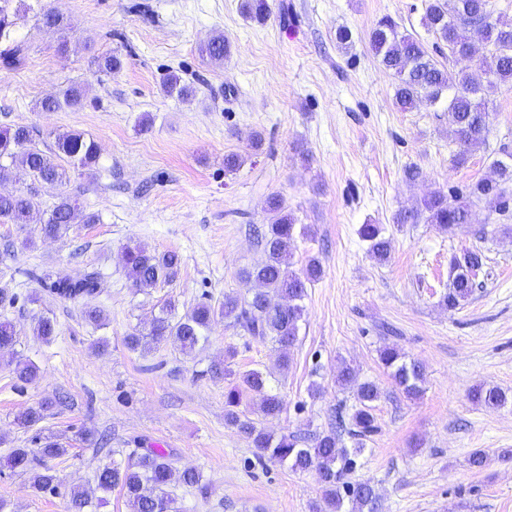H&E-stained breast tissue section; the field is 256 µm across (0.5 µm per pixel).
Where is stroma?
<instances>
[{
  "label": "stroma",
  "instance_id": "1",
  "mask_svg": "<svg viewBox=\"0 0 512 512\" xmlns=\"http://www.w3.org/2000/svg\"><path fill=\"white\" fill-rule=\"evenodd\" d=\"M43 2L70 21V50L56 53L53 30L19 29L27 60L18 69L0 66V130L28 125L43 149L53 147L55 133L78 131L97 143L99 158L92 173L72 170L54 187L11 165L0 194L32 191L48 209L71 193L99 221L74 224L58 239L40 238L34 224H0V288L17 296L0 305V320L15 325L17 351L41 370L24 384L0 362V455L33 447L38 433L55 434L67 453L48 467L65 485L91 490L102 462L124 465L132 449L158 448L177 468L202 474L206 491L171 488L185 512H312L321 497L317 472L258 460L245 435L224 421L225 382L210 368L232 346L233 369L263 372L283 397L274 420L261 416L255 400L242 407L277 436L324 431L336 414L351 413L352 392L336 385L341 362L378 384V430L353 476L371 480L381 512H512V401L487 408L468 399L479 383L512 393V236L496 231L512 225V209L500 215L475 203L470 223L451 233L393 225L398 211L431 192L465 194L491 177L492 161L512 152V84L491 93L486 143L458 166L447 113L424 103L398 109L395 79L368 42L373 24L389 16L435 59L460 69L422 24L427 0H266L261 23L245 19L241 0ZM341 27L351 33L345 50L336 43ZM217 33L230 42V56L203 59L200 42ZM113 51L121 70L97 76L92 56ZM171 72L196 88L193 101L161 93ZM74 82L86 89L81 111L38 109ZM230 153L244 160L234 172L224 169ZM410 165L421 171L413 183L405 177ZM271 196L311 229L295 240V269L311 256L322 266L307 288L288 367L280 368L271 342L221 320L190 355L167 343L129 350L131 328L149 323L168 299L183 312L205 297L218 303L248 291L241 273L262 257L257 232L268 222ZM367 223L389 227L385 263L358 235ZM29 238L33 246L23 247ZM131 242L177 252L178 280L136 291L121 258ZM475 249L484 255L478 286L463 308L448 310L440 299L450 259ZM90 268L103 274L105 288L85 302L60 298L42 280ZM88 304L103 311L105 328L86 324ZM39 314L56 322L51 342L32 333ZM99 338L106 353L93 347ZM386 345L423 365L419 398L394 387L378 360ZM45 401L43 421L16 425L18 414ZM88 432L107 436V449L85 442ZM479 449L488 461L475 471L468 459ZM0 502V512L64 510L62 497L34 493L29 475L2 466Z\"/></svg>",
  "mask_w": 512,
  "mask_h": 512
}]
</instances>
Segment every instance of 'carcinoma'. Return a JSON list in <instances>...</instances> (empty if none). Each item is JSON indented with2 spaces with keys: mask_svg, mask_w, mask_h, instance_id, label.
<instances>
[{
  "mask_svg": "<svg viewBox=\"0 0 512 512\" xmlns=\"http://www.w3.org/2000/svg\"><path fill=\"white\" fill-rule=\"evenodd\" d=\"M39 3V9L25 4V0H0V64L19 68L26 60L24 44L14 38L18 25L34 20L36 28H54L66 32L70 23L53 9ZM491 11L489 0H428L424 25L437 39L445 42L455 57L468 58L481 43L487 53L479 60L476 71H455L438 64L424 43L414 34L401 32L390 17L379 19L369 31V44L383 69L397 80L395 102L399 109H412L425 101L441 105L448 112L450 131L459 151L453 162L466 163L468 153L486 142L489 120L488 93L501 83H512V23L499 19L492 24L479 20ZM199 53L210 60L222 61L229 53V43L222 34L211 36L199 46ZM95 72L110 76L121 69L122 60L115 53L92 58ZM163 91L185 101L195 97V89L171 73L163 82ZM84 107L81 85L73 83L58 96H49L38 103L43 112L62 108L78 111ZM98 160L96 143L79 132L59 133L54 147L44 151L36 146L33 130L27 125H16L0 131V174L7 164H21L34 181L55 185L66 178L65 165L90 171ZM493 176L470 187L466 196H449L441 191L424 197L415 209L399 212L395 224H435L443 231H452L461 224L470 223L471 205L476 201L490 204L498 212L509 209L507 184H512V154L492 162ZM270 222L262 235L261 261L242 273L248 281L260 285L251 296L229 293L224 301L214 305L201 301L183 314L177 313V304L168 300L149 328L134 327L126 336V345L132 351H148L152 345L170 343L181 352L190 354L202 348L209 339L212 322L218 318L248 335L268 339L278 345L283 365H288L290 349L299 336V322L303 316L301 302L306 296L307 283L321 274L319 260L312 257L299 271L292 269L295 218L285 210L282 200L268 201ZM81 213L78 200L62 194L48 210L32 194H0V224H36L45 238L65 236ZM360 238L368 243L371 256L380 263L389 259L390 239L382 224H362ZM126 275L138 291L174 283L180 274L181 259L174 251L158 252L142 244L128 245L123 251ZM482 268L478 250L464 252L450 260V284L442 302L450 310L459 309L473 294L477 272ZM51 292L68 300H79L99 294L103 289L100 271L92 268L79 278L60 272L50 281ZM55 322L48 316L34 318L33 334L45 342L55 336ZM16 331L8 321H0V359L15 365L18 381L29 383L37 379L38 366L30 360H21L16 351ZM379 361L389 372L395 386L407 398L422 394L425 383L423 367L407 358L399 348L385 346L379 350ZM235 377L224 392L227 423L237 427L250 440L255 456L286 464L295 472L314 469L322 488L323 505L317 510L327 512H378V495L368 480H354L356 458L362 452L363 440L377 431L373 411L382 392L373 381L359 380L356 370L344 363L336 374V384L353 391L356 406L349 416L348 434L356 440V447L339 446L340 436L334 430L314 433L308 437L289 434L274 437L254 422L242 418L239 407L246 397L259 399V412L274 418L283 410L279 393L267 387V380L258 370L235 373L224 369V377ZM469 399L486 407L506 403L507 394L500 388L474 386ZM49 403L44 402L17 418L19 425L32 427L43 419ZM36 448H10L3 456L12 469L30 474L31 487L38 493L64 498L65 512H97L106 503L104 495L119 487L123 490L130 512H181L175 506L169 486L177 482L202 490L201 474L193 469L178 471L171 455L157 448H144L133 453L135 461L126 466L115 462L99 466L95 482L103 496L95 499L78 486L66 487L46 467L44 460L65 455L68 449L53 440L36 437Z\"/></svg>",
  "mask_w": 512,
  "mask_h": 512,
  "instance_id": "obj_1",
  "label": "carcinoma"
}]
</instances>
